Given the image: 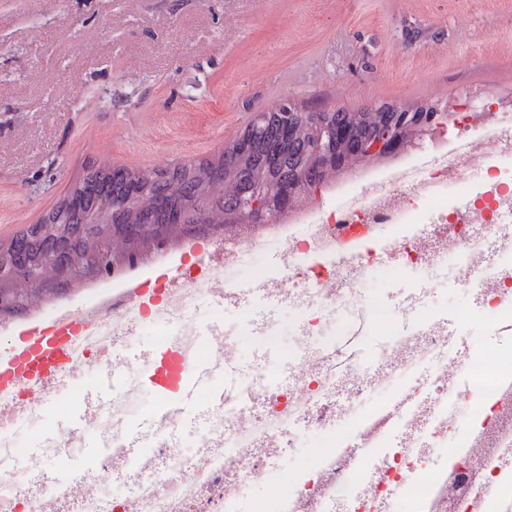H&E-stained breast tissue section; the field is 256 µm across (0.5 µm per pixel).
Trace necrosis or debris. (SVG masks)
Wrapping results in <instances>:
<instances>
[{"instance_id": "necrosis-or-debris-1", "label": "necrosis or debris", "mask_w": 512, "mask_h": 512, "mask_svg": "<svg viewBox=\"0 0 512 512\" xmlns=\"http://www.w3.org/2000/svg\"><path fill=\"white\" fill-rule=\"evenodd\" d=\"M271 240L286 274L237 287L232 272ZM178 260L175 282H147L138 301L77 316L82 341L42 367V388L22 383L0 400V432L51 399L83 411L96 446L75 484L54 476L71 434L56 436V452L16 454L0 472V512H236L312 431L333 437L252 512H392L403 495L414 512H512V356L469 345L473 327L488 337L512 327V94L456 101L422 148L312 186L276 226L198 233ZM448 262L473 304L451 319L429 310V275ZM376 269L403 283L400 300L364 291ZM202 302L212 317L201 327ZM279 305L296 321L294 343L277 353ZM227 312L239 318L231 333ZM146 328L152 349L128 357ZM379 333V347L353 349ZM244 334L255 343L248 364L234 356ZM189 348L236 367L242 387L203 391L181 410ZM87 366H124L131 379L101 402L71 382ZM145 381L163 400L153 426L115 432ZM183 425L198 431L194 448L183 446ZM114 484L127 495L113 496Z\"/></svg>"}]
</instances>
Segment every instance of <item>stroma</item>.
Masks as SVG:
<instances>
[{
    "mask_svg": "<svg viewBox=\"0 0 512 512\" xmlns=\"http://www.w3.org/2000/svg\"><path fill=\"white\" fill-rule=\"evenodd\" d=\"M512 92V0H0V243L87 167L219 157L257 113ZM94 280L39 296L92 302Z\"/></svg>",
    "mask_w": 512,
    "mask_h": 512,
    "instance_id": "35a3bbf8",
    "label": "stroma"
}]
</instances>
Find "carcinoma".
I'll return each instance as SVG.
<instances>
[{"label": "carcinoma", "instance_id": "carcinoma-1", "mask_svg": "<svg viewBox=\"0 0 512 512\" xmlns=\"http://www.w3.org/2000/svg\"><path fill=\"white\" fill-rule=\"evenodd\" d=\"M374 119L390 121L393 116L378 112L369 119L359 112L334 113L319 128L304 129L276 153L264 149L269 129L252 124L246 134L253 139L255 151L249 155H239L229 148L213 160L129 170L122 183L113 182L112 170L91 167L67 197L38 224L12 240L8 247L18 260L36 265L55 244V237L46 232L47 227L110 224L118 228L123 224H163L165 214L157 208L161 198L169 199L174 208L184 207L183 198H193L208 211L210 223L222 224L224 212L235 208L238 196L265 201L270 199L277 185L294 177L303 178L306 187L324 181L318 171L309 167L312 143L320 139L333 145V126L338 122L350 125L364 137ZM113 193L125 197L126 205L112 212L100 210L99 199Z\"/></svg>", "mask_w": 512, "mask_h": 512}]
</instances>
